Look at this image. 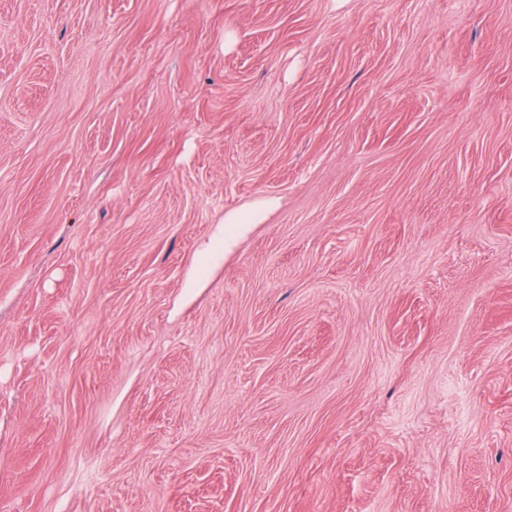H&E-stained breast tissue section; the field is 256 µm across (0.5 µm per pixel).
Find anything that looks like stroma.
<instances>
[{"mask_svg": "<svg viewBox=\"0 0 512 512\" xmlns=\"http://www.w3.org/2000/svg\"><path fill=\"white\" fill-rule=\"evenodd\" d=\"M0 512H512V0H0Z\"/></svg>", "mask_w": 512, "mask_h": 512, "instance_id": "1", "label": "stroma"}]
</instances>
